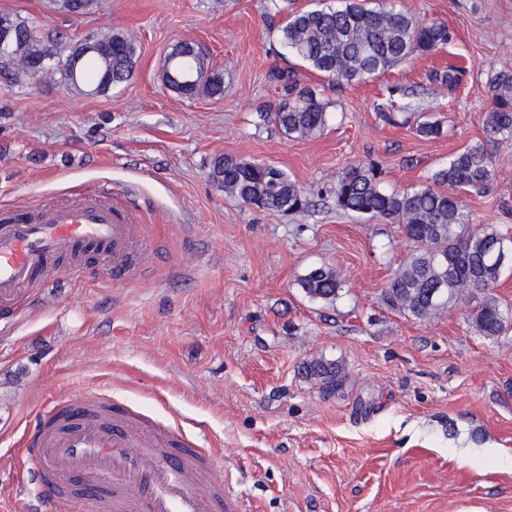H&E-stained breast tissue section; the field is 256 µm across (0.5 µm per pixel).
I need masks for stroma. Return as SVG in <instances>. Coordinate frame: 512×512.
<instances>
[{"label":"stroma","mask_w":512,"mask_h":512,"mask_svg":"<svg viewBox=\"0 0 512 512\" xmlns=\"http://www.w3.org/2000/svg\"><path fill=\"white\" fill-rule=\"evenodd\" d=\"M452 39L365 84L331 86L270 33L267 0H95L81 16L54 0H0L62 45L132 34L138 60L105 95L0 75V207L37 213L74 193L112 192L136 210L154 251L123 282L87 266L81 282L34 287L0 319V512L43 492L27 455L51 399L103 392L211 446L244 512H512V330L478 336L474 299L422 320L381 299L410 254L400 225L337 209L344 170L375 161L387 190L430 186L469 146L492 159L488 193L464 198L474 227H512V139L490 141L489 81L512 65V0H393ZM200 44L224 74L220 96L181 97L162 81L173 44ZM296 67L326 104L324 128L291 139L270 117L268 74ZM456 67L453 91L430 84ZM441 123L426 139L382 112L386 88ZM279 166L310 199L284 215L227 195L216 156ZM337 270L332 302L297 281ZM342 361L344 392L301 377L303 362Z\"/></svg>","instance_id":"stroma-1"}]
</instances>
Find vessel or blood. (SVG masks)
Listing matches in <instances>:
<instances>
[{
    "label": "vessel or blood",
    "instance_id": "vessel-or-blood-1",
    "mask_svg": "<svg viewBox=\"0 0 512 512\" xmlns=\"http://www.w3.org/2000/svg\"><path fill=\"white\" fill-rule=\"evenodd\" d=\"M122 201L69 197L32 216L0 209V309L33 285H48L59 257L68 276L104 264L113 280L140 267L152 249ZM31 453L46 512H240L210 454L180 430L149 421L125 403L91 393L43 408Z\"/></svg>",
    "mask_w": 512,
    "mask_h": 512
}]
</instances>
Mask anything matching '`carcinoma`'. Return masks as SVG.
Instances as JSON below:
<instances>
[{
  "mask_svg": "<svg viewBox=\"0 0 512 512\" xmlns=\"http://www.w3.org/2000/svg\"><path fill=\"white\" fill-rule=\"evenodd\" d=\"M57 9L77 16L88 11L93 0H56ZM9 33V53L0 56V68L16 84L55 78L78 86L92 81V92L106 94L112 85L132 74L136 65L135 40L126 33L108 30L92 34L97 51L85 53L80 43L68 55L79 60L77 68L43 62L54 51L49 38L26 19L0 13V31ZM282 48L314 71L339 86L364 83L416 56L430 55L450 41L448 26L422 21L408 11L390 5L369 9L355 0H315L312 7L289 14L277 28ZM202 53L189 43L173 45L167 54L164 80L168 88L186 98L224 91L223 73L208 71ZM270 81L280 94L272 118L289 138L316 135L325 126L326 107L315 92L301 86L293 69H275ZM428 80L453 89L460 71L450 66L434 71ZM491 106L483 114V125L491 136L512 137V69L504 66L490 80ZM382 171L375 163H357L339 176L333 189L336 208L402 226L414 249L394 272L382 299L403 316L426 319L453 307L459 300L483 295L469 316V324L480 336L496 340L512 326V308L502 306L492 294L506 264L500 251H509L512 235L496 227L477 229L471 224L460 194H478L490 189L493 170L481 146L463 148L432 176L433 185L410 192L387 191L381 185ZM210 177L224 192L243 202L260 201V207L284 214L302 213L308 200L297 183L280 167L237 157L214 159ZM303 292L312 299L335 300L342 288L337 272L320 266L299 279ZM305 378L321 385L327 395L342 390L345 368L339 360L323 357L302 367Z\"/></svg>",
  "mask_w": 512,
  "mask_h": 512,
  "instance_id": "obj_1",
  "label": "carcinoma"
}]
</instances>
